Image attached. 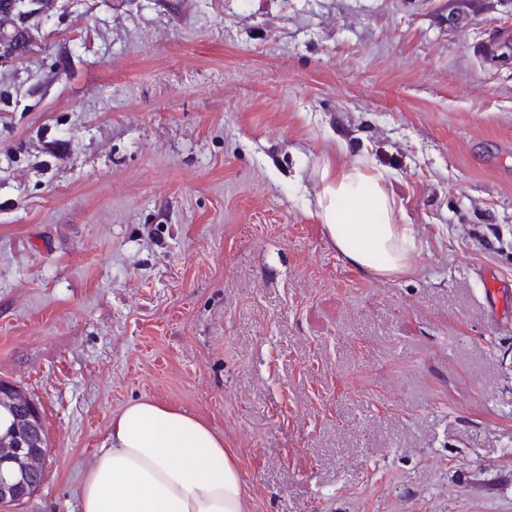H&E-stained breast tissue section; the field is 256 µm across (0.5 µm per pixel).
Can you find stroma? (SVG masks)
I'll list each match as a JSON object with an SVG mask.
<instances>
[{"instance_id": "stroma-1", "label": "stroma", "mask_w": 512, "mask_h": 512, "mask_svg": "<svg viewBox=\"0 0 512 512\" xmlns=\"http://www.w3.org/2000/svg\"><path fill=\"white\" fill-rule=\"evenodd\" d=\"M0 59V380L51 450L11 512H80L152 398L249 512H512V0H51ZM386 171L420 251L377 278L308 201Z\"/></svg>"}]
</instances>
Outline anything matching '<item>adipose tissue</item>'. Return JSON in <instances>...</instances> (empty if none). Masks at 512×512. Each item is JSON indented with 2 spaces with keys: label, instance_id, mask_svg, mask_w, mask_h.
Returning a JSON list of instances; mask_svg holds the SVG:
<instances>
[{
  "label": "adipose tissue",
  "instance_id": "obj_1",
  "mask_svg": "<svg viewBox=\"0 0 512 512\" xmlns=\"http://www.w3.org/2000/svg\"><path fill=\"white\" fill-rule=\"evenodd\" d=\"M312 212L352 267L407 274L417 250L388 178L325 156ZM80 512H247L239 460L204 419L160 401L129 402L110 423L79 488Z\"/></svg>",
  "mask_w": 512,
  "mask_h": 512
}]
</instances>
